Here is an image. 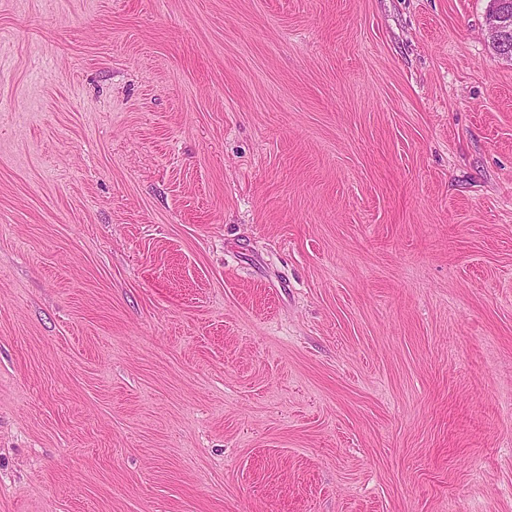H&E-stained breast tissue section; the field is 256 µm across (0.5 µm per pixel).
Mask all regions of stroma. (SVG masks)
<instances>
[{
    "label": "stroma",
    "instance_id": "1",
    "mask_svg": "<svg viewBox=\"0 0 512 512\" xmlns=\"http://www.w3.org/2000/svg\"><path fill=\"white\" fill-rule=\"evenodd\" d=\"M487 9L0 0V512H512Z\"/></svg>",
    "mask_w": 512,
    "mask_h": 512
}]
</instances>
